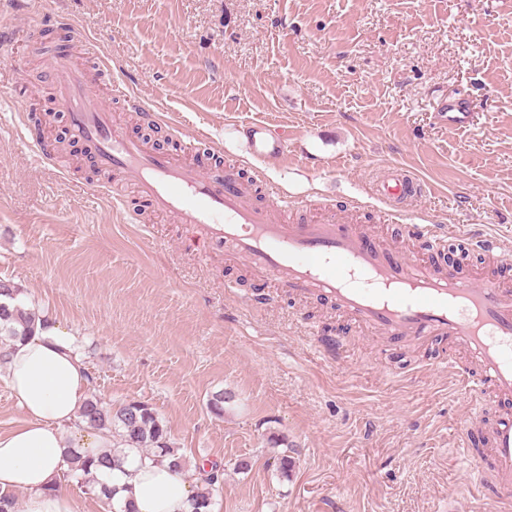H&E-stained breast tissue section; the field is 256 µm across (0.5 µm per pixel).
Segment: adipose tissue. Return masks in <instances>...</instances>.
<instances>
[{
  "instance_id": "adipose-tissue-1",
  "label": "adipose tissue",
  "mask_w": 512,
  "mask_h": 512,
  "mask_svg": "<svg viewBox=\"0 0 512 512\" xmlns=\"http://www.w3.org/2000/svg\"><path fill=\"white\" fill-rule=\"evenodd\" d=\"M0 367L26 416L20 426L0 433V493L25 492L23 512H74L60 482L66 450L90 454L112 445L111 437L78 426L91 382L74 337L55 326L36 330L6 348ZM94 475L117 488L128 512H189L201 483L196 469L176 471L133 451L122 468Z\"/></svg>"
}]
</instances>
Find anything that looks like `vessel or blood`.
Here are the masks:
<instances>
[{"label":"vessel or blood","mask_w":512,"mask_h":512,"mask_svg":"<svg viewBox=\"0 0 512 512\" xmlns=\"http://www.w3.org/2000/svg\"><path fill=\"white\" fill-rule=\"evenodd\" d=\"M65 39L51 52L44 72L57 103L68 115L67 136L89 157L101 180L124 173L137 187L144 209L186 225L191 239L210 250L228 245L227 259L246 264L290 294L330 300L361 328L379 338L416 346L448 340L475 365L465 381L477 404L495 398L512 402V279L477 272L460 279L436 268L428 255L441 254L448 230L406 223L409 204L425 189L418 177L399 168L379 176L375 193L387 204L381 220L400 223L401 234L415 243V256L402 245L371 243L367 228L354 215L327 218L313 213L300 222L283 221L279 212L292 201L269 185L267 204H256L247 181L224 166L222 149L198 135L178 152L151 141L128 137L112 119V106L93 102V72L110 77V93L139 113L144 125L162 116L125 85L113 81L98 43L74 23L54 22ZM449 126L470 125L465 96L444 103ZM249 154L270 161L287 154V131L264 122L243 128ZM471 245L496 265H512V252L494 237H475ZM489 460L471 450L463 455L484 475L498 501L512 499V414L500 416L489 431Z\"/></svg>","instance_id":"vessel-or-blood-1"}]
</instances>
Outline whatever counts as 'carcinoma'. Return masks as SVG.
<instances>
[{"instance_id":"carcinoma-1","label":"carcinoma","mask_w":512,"mask_h":512,"mask_svg":"<svg viewBox=\"0 0 512 512\" xmlns=\"http://www.w3.org/2000/svg\"><path fill=\"white\" fill-rule=\"evenodd\" d=\"M37 314L26 308L22 290L8 281L0 280V348H4L16 339L32 335L36 328ZM80 427H88L103 435L112 436V454L103 453L98 457L78 456L68 451L69 471L73 478L87 491L109 502L115 493L106 486L95 488V479L91 470L109 464L117 466L127 451L134 450L142 456H151L158 461H169L171 467L183 470L188 463L178 450L171 447L167 427L158 418L149 403L140 409L126 404L114 409L92 394L79 411ZM222 470L220 464L211 463L210 471L202 477L203 488L191 498V512H212L213 486L220 482Z\"/></svg>"}]
</instances>
